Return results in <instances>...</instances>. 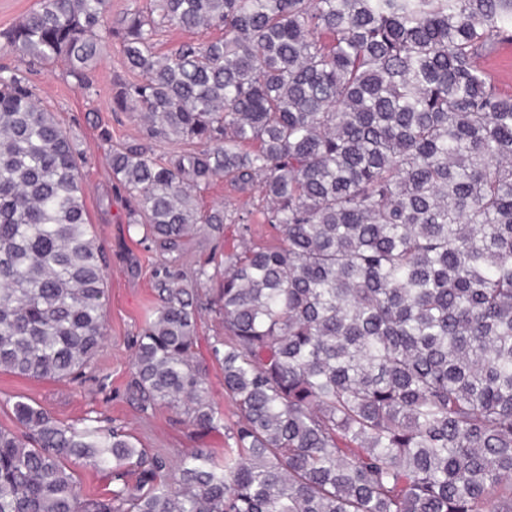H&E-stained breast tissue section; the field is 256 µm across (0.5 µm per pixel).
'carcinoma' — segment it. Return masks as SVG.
Here are the masks:
<instances>
[{
    "label": "carcinoma",
    "instance_id": "1",
    "mask_svg": "<svg viewBox=\"0 0 512 512\" xmlns=\"http://www.w3.org/2000/svg\"><path fill=\"white\" fill-rule=\"evenodd\" d=\"M221 33L155 51L165 29ZM125 68L112 112L148 140L110 157L162 257L131 388L206 433L203 302L184 271L205 229L236 225L210 346L237 417L219 461L150 455L118 426L25 401L0 426V512H512V96L476 66L512 41V0H39L0 33V372L78 376L104 341L105 258L80 152L28 74L87 89ZM223 179L259 212L204 207ZM279 243L251 241L255 220ZM72 458L110 474L86 495Z\"/></svg>",
    "mask_w": 512,
    "mask_h": 512
}]
</instances>
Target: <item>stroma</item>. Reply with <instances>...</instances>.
Returning a JSON list of instances; mask_svg holds the SVG:
<instances>
[{
	"label": "stroma",
	"mask_w": 512,
	"mask_h": 512,
	"mask_svg": "<svg viewBox=\"0 0 512 512\" xmlns=\"http://www.w3.org/2000/svg\"><path fill=\"white\" fill-rule=\"evenodd\" d=\"M478 65L502 93L512 94V42L496 45ZM124 74L121 48L115 43L100 55L92 71L91 91L80 89L60 66L42 68L32 75L43 105L88 159L81 170L85 203L107 260L105 342L91 366L73 382L26 379L0 372V426H12L13 405L23 400L67 424L79 425L91 417L105 427H123L140 447L152 453L173 454L194 448L220 453L232 444L229 434L236 418L224 395L218 364L209 366L210 398L223 412L224 421L208 433H196L181 415L165 408L140 412L130 396L129 363L135 337L156 303L153 286L160 257L143 242L139 228L128 223L127 202L112 178V146L141 137L138 117L111 110L112 83ZM105 128L111 132L107 140L101 136Z\"/></svg>",
	"instance_id": "35a3bbf8"
}]
</instances>
